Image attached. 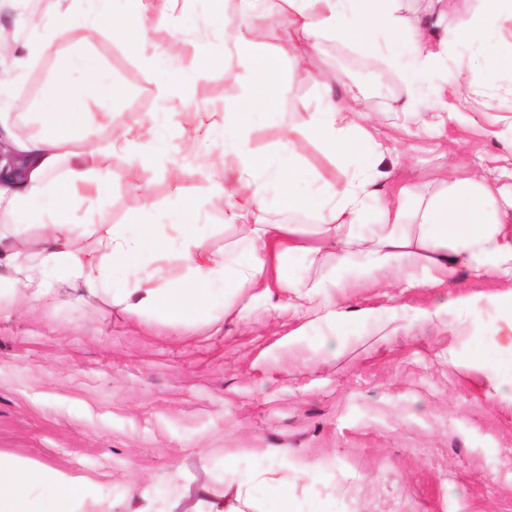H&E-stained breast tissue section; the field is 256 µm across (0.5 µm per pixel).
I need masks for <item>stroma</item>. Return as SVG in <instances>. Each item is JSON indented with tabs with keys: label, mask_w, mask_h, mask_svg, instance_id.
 Wrapping results in <instances>:
<instances>
[{
	"label": "stroma",
	"mask_w": 512,
	"mask_h": 512,
	"mask_svg": "<svg viewBox=\"0 0 512 512\" xmlns=\"http://www.w3.org/2000/svg\"><path fill=\"white\" fill-rule=\"evenodd\" d=\"M237 3L224 0L223 14L214 15L202 0H178L177 25L147 32L150 46H178L163 67L113 41L103 24L64 32L55 52L23 73L0 65L17 136L35 130L42 90L74 52L97 55L120 87L112 109L126 128L150 125L164 135L190 128L196 109L234 111L253 81L243 68L237 78L224 75ZM482 9V0L401 3L403 17L435 31L457 13ZM203 43L211 53L205 63ZM511 52L507 33L458 43L432 79L448 80L481 59L478 95L459 120L409 138L398 128L405 74L370 52L321 38L308 47L307 67L282 72L288 92L275 116L259 124L254 145L273 152L284 125L317 110L316 80L330 71L340 76L335 94H355L390 148L380 165L383 189L407 185L428 197L443 177L484 169L511 192L512 95L496 88L497 62ZM181 77L191 81L190 100L158 94L159 85ZM297 155L306 193L314 175L340 182L350 172L312 140ZM98 167L108 174L102 201L74 202L76 219L124 224L133 233L141 215L160 218L200 198L208 180L185 160L173 181L132 168L119 154L102 157ZM296 265L326 283L350 282L348 316L301 317L260 302L241 321L225 313L219 288L211 291L216 320L176 333L105 298L1 312L0 454L86 479L89 512H126L133 492L161 505L179 498L175 512H184L201 494L224 495L225 460L246 478L269 465L271 448L285 450L296 470L301 512H512V398L499 390L512 381V352L500 337L512 316V283L463 268L444 286L407 290L393 271L380 281L366 277L357 258L336 270L311 269L301 259ZM460 303L467 318L456 316ZM331 337L339 347L333 356L322 347ZM480 352L498 360L495 376L476 364Z\"/></svg>",
	"instance_id": "obj_1"
}]
</instances>
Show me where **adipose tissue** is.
<instances>
[{"label":"adipose tissue","instance_id":"adipose-tissue-1","mask_svg":"<svg viewBox=\"0 0 512 512\" xmlns=\"http://www.w3.org/2000/svg\"><path fill=\"white\" fill-rule=\"evenodd\" d=\"M59 13L69 28L81 29L101 19L111 22L112 37L143 46L149 27L169 25L177 0H58ZM396 0H288V23L281 46L267 51L257 34L240 33L224 47V73L233 75L238 64L250 65L256 75L242 104L255 118L245 124L239 113H225L224 163L232 180L211 181L206 197L223 206L225 227L235 229L232 246L210 249L198 231L200 202L177 209L167 224H144L138 233L124 225H86L92 246L80 244L78 226L70 206L56 191L55 171L68 162L66 178L73 193L86 200L99 199L105 173L96 168L99 153H121L142 168L161 167L165 158L156 137L148 131L120 127L117 113L105 106L120 89L107 78L97 58L88 53L70 56L46 86L38 105V131L15 138L10 124L0 125V135L14 148L30 155L34 165L25 182L0 189L8 199L14 220L11 237H0V270L8 274L0 289V310L21 305L53 308L63 297L95 299L108 296L111 303L136 316H146L178 330L191 322L211 320L212 288L224 289L236 303L237 317H245L258 301L283 295L290 308L302 314L337 316L336 302L322 282L304 276L295 267L297 257L310 263L333 259L345 264L352 257L367 260L368 273L398 267L407 287H436L454 278L458 266L479 275L512 280V198L485 179L455 178L444 189L418 201L415 214L421 229L410 238L405 224L403 198L414 196L409 187L398 197L382 192L376 182L377 167L385 149L378 131L351 99L328 93L322 105L300 123L284 131L274 153H259L253 146L258 122L270 117L272 101L284 93L276 76L304 65L310 40L329 36L354 46L376 50L402 66L409 76L435 72L450 45L475 38L494 41L512 29V0H483L481 19L459 16L438 38L424 26L402 37ZM470 100L464 78L437 86L421 106L405 102L403 112L414 113L416 132L456 121ZM116 126L117 135L97 144L100 126ZM316 141L331 161L357 158L358 169L335 182L319 178L312 195L297 188L292 173L299 169L298 140ZM83 149H75V142ZM318 197L319 226L316 240H307L295 224L272 221V214L308 211ZM378 214L367 233L354 232L367 209ZM43 226L44 234L34 262L22 259L27 226ZM179 262V283L167 277L171 262ZM429 276L418 280L417 269ZM123 280L120 288L107 289V277ZM281 449L268 456L272 467L240 479L233 461L224 463V480L234 485V496L198 500L191 512H265L252 494L254 485L271 491L276 512H295L292 468L282 464ZM53 492V512H86L87 482L64 478L48 466H31L0 456V512H35L44 489Z\"/></svg>","mask_w":512,"mask_h":512}]
</instances>
